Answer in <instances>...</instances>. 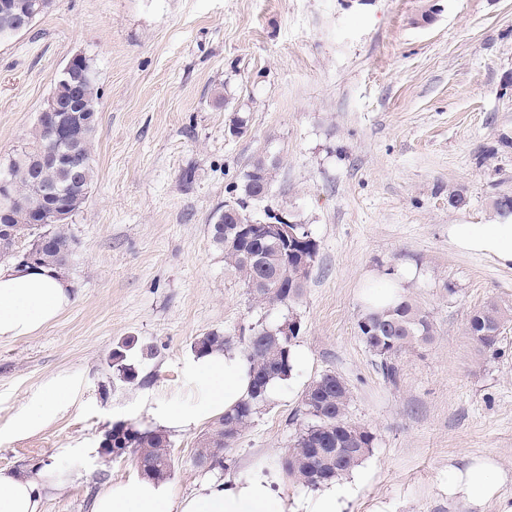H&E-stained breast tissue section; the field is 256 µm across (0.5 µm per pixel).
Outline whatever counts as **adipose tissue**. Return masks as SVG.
<instances>
[{"label":"adipose tissue","instance_id":"ef3b65f1","mask_svg":"<svg viewBox=\"0 0 512 512\" xmlns=\"http://www.w3.org/2000/svg\"><path fill=\"white\" fill-rule=\"evenodd\" d=\"M449 235L459 249L512 267V216L493 224H456ZM71 300L68 279L54 268L0 266V339L38 331ZM193 380L201 392L199 402L190 408L160 410L162 427L182 429L231 409L249 391V366L236 351L207 354L195 359ZM445 479L449 502L462 501L471 512H482L498 497L506 476L493 459L473 457L449 465ZM70 481V473L53 466L33 473L0 468V512H40L43 494L64 492ZM348 499L347 486L338 482L313 497L289 496L274 467L257 463L222 481L201 484L180 498L164 481L115 483L95 495L93 512H346Z\"/></svg>","mask_w":512,"mask_h":512}]
</instances>
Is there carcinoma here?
I'll use <instances>...</instances> for the list:
<instances>
[{
  "instance_id": "1",
  "label": "carcinoma",
  "mask_w": 512,
  "mask_h": 512,
  "mask_svg": "<svg viewBox=\"0 0 512 512\" xmlns=\"http://www.w3.org/2000/svg\"><path fill=\"white\" fill-rule=\"evenodd\" d=\"M34 0H9L0 11V40L19 15L30 12ZM82 95V131L80 149L82 166L78 180H67L61 171L40 166L45 149L54 147L41 125H36L28 142L9 158L0 177L11 182L14 202L7 205L14 235L0 236V262L18 259V244L28 243L43 234L55 240L56 249L37 251L36 263L53 266L61 273L60 254L72 251V239L58 224L29 223L30 208L39 204L33 181L61 193L70 201L71 214L83 205L94 179L93 145L98 126L100 91L92 61H87L86 73L80 78ZM71 98V81L60 76L47 104H63ZM274 165L259 156L244 173L242 183L232 186L237 197L216 210L211 217L213 243L224 251L227 268L238 274L247 294L259 305H291L302 295L319 257V245L309 226L297 223L301 240L297 243H277L264 238L262 225L251 213V205L268 197ZM308 256V271L297 280L296 269L302 253ZM512 322V307L489 299L472 311L466 330L478 351L489 352L498 343L504 326ZM365 323L379 329L377 341L363 336L361 341L376 358L384 378L397 384L398 357L422 344L433 341L437 330L429 312L408 295L395 306L381 311L362 312L357 319V333ZM300 332L285 337L276 326L258 323L249 327L248 334L237 338L216 330L195 341L197 355L239 350L249 365L251 385L248 395L229 411L218 416L210 425L206 437L200 441L195 460L219 464L224 461V450L252 426L267 403V388L275 380L288 377L293 369L292 346ZM112 366L120 381L145 385L148 380L139 371L124 363L123 348L112 351ZM351 392L342 378L326 372L314 380L304 391L301 415L306 423L294 434L288 452L279 460L286 477L311 489L339 480L357 467L373 448L375 436L368 427L347 419ZM102 447L119 448L123 455L140 462L144 477L163 479L170 476L173 467L172 443L161 429L140 428L132 423L117 422L106 431Z\"/></svg>"
}]
</instances>
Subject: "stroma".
<instances>
[{
  "label": "stroma",
  "instance_id": "obj_1",
  "mask_svg": "<svg viewBox=\"0 0 512 512\" xmlns=\"http://www.w3.org/2000/svg\"><path fill=\"white\" fill-rule=\"evenodd\" d=\"M53 0L30 30L0 41V167L29 139L67 61L91 58L101 90L91 191L68 230L71 304L29 336L0 340V468L69 469L41 512H92L132 459L98 448L116 422L157 426L193 405L196 339L296 313L308 352L226 456L230 472L278 463L306 387L326 371L352 391L348 418L376 436L350 478L347 512H470L443 476L464 457L507 472L512 502V322L492 352L466 333L488 299L512 306V268L455 246L454 224L496 222L512 196V0ZM244 117L241 133L229 125ZM260 155L275 161L269 206L308 224L318 264L294 307H259L212 241L214 211ZM463 198L448 201L449 191ZM438 334L386 381L356 322L368 286L401 270ZM151 373L120 382L113 349ZM151 344L155 358H142ZM46 419L13 427L31 406ZM211 424L170 431L176 495L219 471L195 464Z\"/></svg>",
  "mask_w": 512,
  "mask_h": 512
}]
</instances>
